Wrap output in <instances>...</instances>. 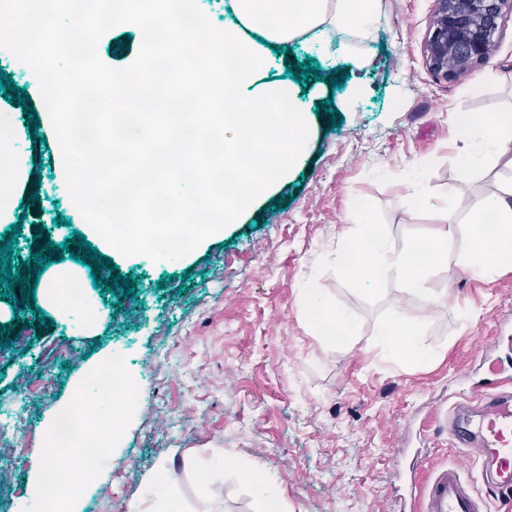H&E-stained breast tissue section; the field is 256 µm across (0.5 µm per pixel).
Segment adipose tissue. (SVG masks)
Returning a JSON list of instances; mask_svg holds the SVG:
<instances>
[{"label":"adipose tissue","instance_id":"1","mask_svg":"<svg viewBox=\"0 0 512 512\" xmlns=\"http://www.w3.org/2000/svg\"><path fill=\"white\" fill-rule=\"evenodd\" d=\"M455 126L464 142L463 160L466 165H478L485 153H507L512 148V113L491 114L483 123H473L464 113L457 114ZM19 130L17 115L0 106V223H9L17 194L23 191L27 176L19 164L17 141ZM468 216L472 235L456 257L448 255V241L455 234V228L444 225L435 231L433 237L423 241L413 240L396 248L389 244L366 209L353 211L349 220L354 230L346 240L352 260L344 265L343 271L353 282L373 285L382 277L391 276L410 290L420 291L424 267L416 261L422 247L430 249V265L447 263L455 259L457 264L472 268L478 273L512 268V185L492 197H475L468 204ZM45 281V294L58 310L82 311L91 315L81 292L73 290L70 281L75 273L70 269L50 265ZM423 317L410 318L401 311H394L389 321L379 331V341L385 351L394 356L410 360L417 359L423 352L419 330ZM95 440L101 452H108V436L102 430L93 435L76 434L67 445L51 444L36 452L38 481L33 512H72L77 500L73 484L58 487L54 495L45 492L46 477L56 468L71 465L75 460V449L85 447L88 440Z\"/></svg>","mask_w":512,"mask_h":512}]
</instances>
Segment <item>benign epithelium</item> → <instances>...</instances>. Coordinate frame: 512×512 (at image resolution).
I'll use <instances>...</instances> for the list:
<instances>
[{
    "mask_svg": "<svg viewBox=\"0 0 512 512\" xmlns=\"http://www.w3.org/2000/svg\"><path fill=\"white\" fill-rule=\"evenodd\" d=\"M436 2L438 8L425 52L435 77L446 81L489 59L494 34L504 18L512 14V0Z\"/></svg>",
    "mask_w": 512,
    "mask_h": 512,
    "instance_id": "benign-epithelium-1",
    "label": "benign epithelium"
}]
</instances>
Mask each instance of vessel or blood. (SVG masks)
<instances>
[{"instance_id":"vessel-or-blood-1","label":"vessel or blood","mask_w":512,"mask_h":512,"mask_svg":"<svg viewBox=\"0 0 512 512\" xmlns=\"http://www.w3.org/2000/svg\"><path fill=\"white\" fill-rule=\"evenodd\" d=\"M448 436L457 447L488 459L487 494L477 493L456 465L432 466L425 482L409 486L415 504L407 512H489L490 497L512 507V375L493 378L448 409Z\"/></svg>"}]
</instances>
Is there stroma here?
<instances>
[{
    "mask_svg": "<svg viewBox=\"0 0 512 512\" xmlns=\"http://www.w3.org/2000/svg\"><path fill=\"white\" fill-rule=\"evenodd\" d=\"M378 8L368 39L337 31L349 53L328 59L300 39L286 56L265 49L257 81L292 88L313 133L261 205L177 260L104 251L121 274L139 280L119 313L111 294L86 284L95 326L41 295L35 307L16 311L0 299V324L23 320L16 340L0 349V424L18 425L10 442L17 465L0 475V512H29L35 449L45 446L57 415L89 391L91 365L110 357L123 364L137 399L81 487L80 512H146L157 482L180 512H260V495L240 472L218 470L227 452L241 469L270 478L282 512H401L408 487L394 479L393 462L418 450L460 465L480 484V463L448 443V408L485 376L468 371L471 352L496 336L499 322L512 321V269L483 279L454 258L468 235L461 199L511 184L512 157L490 154L465 168L454 116L512 112V17L485 65L440 82L425 53L435 0H379ZM139 34L127 25L109 30L98 45L102 61L130 65ZM311 56L322 78L303 87L286 67ZM325 100L341 127L317 110ZM21 151L26 192L39 202L16 211L20 259L30 257L39 224L57 243L75 231L92 241L66 188L59 143L47 128L25 125ZM413 179L428 192L415 213L406 201ZM360 206L398 246L455 224L448 264L430 269L424 282L438 303L392 278L369 290L345 277L346 218ZM314 291L352 318L351 339L330 344L319 336L309 316ZM397 307L427 316L420 334L427 355L417 362L390 357L378 343ZM38 308L53 319L52 331L34 329ZM206 478L216 497L202 493Z\"/></svg>",
    "mask_w": 512,
    "mask_h": 512,
    "instance_id": "obj_1",
    "label": "stroma"
}]
</instances>
